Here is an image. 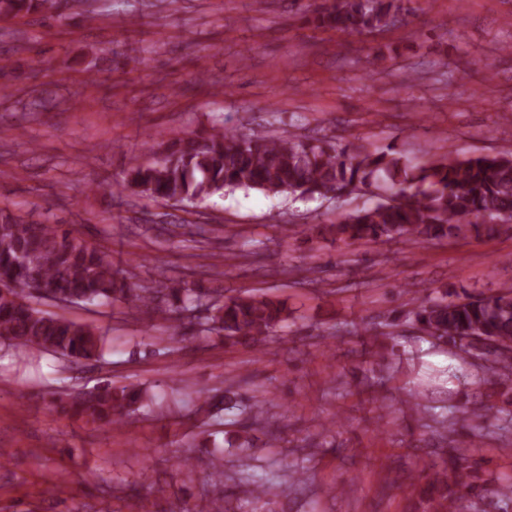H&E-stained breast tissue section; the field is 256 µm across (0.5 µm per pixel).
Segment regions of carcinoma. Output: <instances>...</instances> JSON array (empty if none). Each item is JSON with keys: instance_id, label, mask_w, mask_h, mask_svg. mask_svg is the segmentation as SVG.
Masks as SVG:
<instances>
[{"instance_id": "obj_1", "label": "carcinoma", "mask_w": 512, "mask_h": 512, "mask_svg": "<svg viewBox=\"0 0 512 512\" xmlns=\"http://www.w3.org/2000/svg\"><path fill=\"white\" fill-rule=\"evenodd\" d=\"M60 0H0V16L53 14ZM402 0H334L309 10L317 29L344 36L383 31L400 22ZM121 190L174 205L202 203L236 190L314 199L329 192L352 193L373 186L385 196L373 206L340 217L327 226L343 242L406 237L427 241L494 233L512 224V151L460 158L448 151L412 162L392 145L375 150L364 144H335L325 138L214 131L181 138L150 165L130 163L114 183ZM16 263L0 296V343L28 353L73 360L101 358L104 336L86 322L37 306L34 288L56 290L70 305L136 302L146 312L170 320L209 303L194 288H149L118 277L105 252L89 246L59 224H32L0 207V265ZM419 330L457 349L463 360L481 361L483 378L512 375V289L484 297H418L404 313ZM288 325L284 305L252 295L229 297L211 306L205 330L236 344L260 341ZM248 422L261 412L260 401L224 391ZM153 402L140 385L104 381L62 405L99 427L125 424ZM428 481L430 512H466L458 494L470 474L461 463L433 464Z\"/></svg>"}]
</instances>
